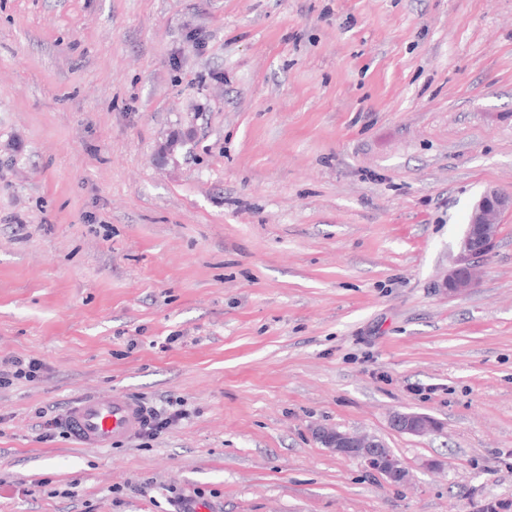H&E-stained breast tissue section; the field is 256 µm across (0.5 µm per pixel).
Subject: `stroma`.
Masks as SVG:
<instances>
[{
  "label": "stroma",
  "mask_w": 512,
  "mask_h": 512,
  "mask_svg": "<svg viewBox=\"0 0 512 512\" xmlns=\"http://www.w3.org/2000/svg\"><path fill=\"white\" fill-rule=\"evenodd\" d=\"M488 188L512 0H0V512H512V211L442 285ZM113 393L185 417L43 439ZM3 364L10 369L2 370V362L0 369V386L12 383V378L21 379L25 378L33 380L39 376L40 372L44 369V365L36 359H30L27 363L22 359H11L4 361ZM15 369V370H11ZM12 377V378H11ZM392 425L401 433L415 436L425 435L438 430V422L431 416L417 412H399L393 416ZM315 439L331 452L358 459L393 482H401L407 476L400 460L375 437L321 428L315 431Z\"/></svg>",
  "instance_id": "stroma-1"
}]
</instances>
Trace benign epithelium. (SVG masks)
Segmentation results:
<instances>
[{"mask_svg": "<svg viewBox=\"0 0 512 512\" xmlns=\"http://www.w3.org/2000/svg\"><path fill=\"white\" fill-rule=\"evenodd\" d=\"M506 210H512V196L491 188L481 194L470 213L453 266L444 279L443 287L447 292L459 294L475 284L476 263L493 250L500 216ZM392 425L398 432L415 436L438 430V422L434 418L417 412L395 414ZM315 439L331 452L358 459L393 482L406 478V470L400 460L375 437L321 428L315 431Z\"/></svg>", "mask_w": 512, "mask_h": 512, "instance_id": "obj_1", "label": "benign epithelium"}]
</instances>
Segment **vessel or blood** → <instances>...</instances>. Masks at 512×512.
I'll return each instance as SVG.
<instances>
[{"label":"vessel or blood","mask_w":512,"mask_h":512,"mask_svg":"<svg viewBox=\"0 0 512 512\" xmlns=\"http://www.w3.org/2000/svg\"><path fill=\"white\" fill-rule=\"evenodd\" d=\"M70 434L81 446L106 448L140 432L146 422L141 406L121 394L81 398L64 414Z\"/></svg>","instance_id":"obj_1"}]
</instances>
